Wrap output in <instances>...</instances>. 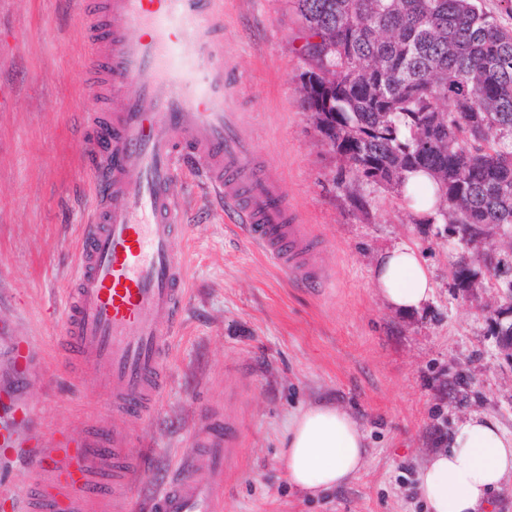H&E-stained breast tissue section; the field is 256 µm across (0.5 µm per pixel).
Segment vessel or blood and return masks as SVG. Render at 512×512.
Masks as SVG:
<instances>
[{"instance_id":"obj_1","label":"vessel or blood","mask_w":512,"mask_h":512,"mask_svg":"<svg viewBox=\"0 0 512 512\" xmlns=\"http://www.w3.org/2000/svg\"><path fill=\"white\" fill-rule=\"evenodd\" d=\"M133 25L141 36L128 35ZM223 34L214 0H104L90 65L123 106L101 121L96 204L82 227L60 356L97 371L106 415L93 430L47 435L18 391L0 395V454L25 460L32 487L17 512L129 508L139 463L128 451L126 422L148 416L162 394L168 345L187 298V266L174 247L185 213L175 191L178 165L196 166L253 245L294 279L325 278L277 173L258 169L239 130ZM238 444L235 430L212 418L157 497L156 512H220Z\"/></svg>"}]
</instances>
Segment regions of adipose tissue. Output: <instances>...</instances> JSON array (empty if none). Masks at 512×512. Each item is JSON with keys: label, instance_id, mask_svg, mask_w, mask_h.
Segmentation results:
<instances>
[{"label": "adipose tissue", "instance_id": "obj_1", "mask_svg": "<svg viewBox=\"0 0 512 512\" xmlns=\"http://www.w3.org/2000/svg\"><path fill=\"white\" fill-rule=\"evenodd\" d=\"M372 284L388 307L404 313L420 311L434 293L427 267L407 243L378 255ZM281 446L289 482L311 493L347 483L362 469L367 453L359 421L326 400L289 414ZM510 479L512 433L478 413L456 422L447 447L430 453L416 475L430 512H487L491 494Z\"/></svg>", "mask_w": 512, "mask_h": 512}]
</instances>
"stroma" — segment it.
<instances>
[{
  "mask_svg": "<svg viewBox=\"0 0 512 512\" xmlns=\"http://www.w3.org/2000/svg\"><path fill=\"white\" fill-rule=\"evenodd\" d=\"M240 129L308 224L324 287L296 281L224 220L201 179L179 168L191 284L172 336L168 380L154 411L132 425L145 470L130 495L147 512L168 471L212 416L237 427L240 462L223 512H428L415 487L425 456L471 413L512 432V355L498 342L512 296L486 285L475 245L416 223L397 192L353 179L304 109L301 21L289 0H218ZM90 0H0V386L13 383L12 344L32 367L23 393L34 425L81 431L105 410L93 374L55 351L73 247L94 204L90 155L100 102L88 68ZM368 205L358 210L355 197ZM415 246L432 273L427 308L401 313L375 293L376 255ZM475 276L456 287L455 263ZM336 402L363 425L368 458L348 484L295 490L280 456L289 413Z\"/></svg>",
  "mask_w": 512,
  "mask_h": 512,
  "instance_id": "stroma-1",
  "label": "stroma"
}]
</instances>
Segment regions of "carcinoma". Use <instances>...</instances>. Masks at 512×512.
<instances>
[{
    "instance_id": "1",
    "label": "carcinoma",
    "mask_w": 512,
    "mask_h": 512,
    "mask_svg": "<svg viewBox=\"0 0 512 512\" xmlns=\"http://www.w3.org/2000/svg\"><path fill=\"white\" fill-rule=\"evenodd\" d=\"M304 104L356 179L436 182L437 214L473 242L512 227V29L480 0H293Z\"/></svg>"
}]
</instances>
